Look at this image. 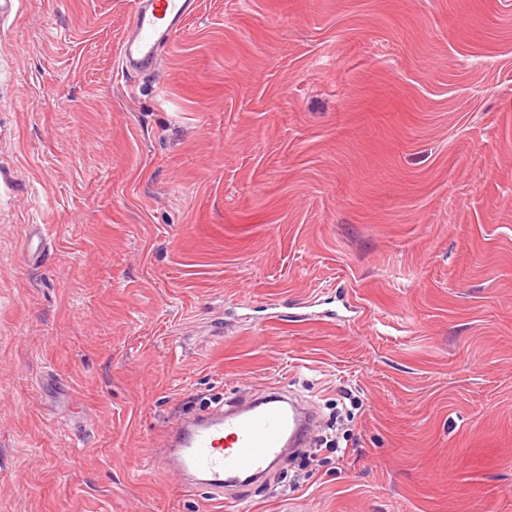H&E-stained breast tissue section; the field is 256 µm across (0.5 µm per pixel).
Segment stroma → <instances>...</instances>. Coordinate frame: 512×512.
<instances>
[{"instance_id":"stroma-1","label":"stroma","mask_w":512,"mask_h":512,"mask_svg":"<svg viewBox=\"0 0 512 512\" xmlns=\"http://www.w3.org/2000/svg\"><path fill=\"white\" fill-rule=\"evenodd\" d=\"M0 15V512H512V0ZM276 386L334 447L234 500L170 426ZM197 8V0H139L132 35L120 48L125 69L155 72L161 50Z\"/></svg>"}]
</instances>
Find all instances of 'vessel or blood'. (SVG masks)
<instances>
[{"label":"vessel or blood","instance_id":"vessel-or-blood-1","mask_svg":"<svg viewBox=\"0 0 512 512\" xmlns=\"http://www.w3.org/2000/svg\"><path fill=\"white\" fill-rule=\"evenodd\" d=\"M197 8L198 0H138L132 35L120 48L125 69L155 71L161 50ZM313 433L307 412L270 393L253 405L218 407L176 424L156 463L187 487L220 494L225 484L264 478L287 449L309 447Z\"/></svg>","mask_w":512,"mask_h":512}]
</instances>
